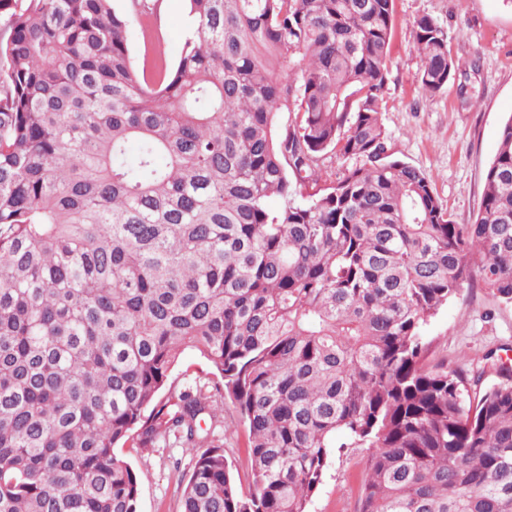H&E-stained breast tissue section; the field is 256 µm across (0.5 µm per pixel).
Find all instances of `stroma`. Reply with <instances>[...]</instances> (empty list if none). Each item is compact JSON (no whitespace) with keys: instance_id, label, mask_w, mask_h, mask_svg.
I'll use <instances>...</instances> for the list:
<instances>
[{"instance_id":"stroma-1","label":"stroma","mask_w":512,"mask_h":512,"mask_svg":"<svg viewBox=\"0 0 512 512\" xmlns=\"http://www.w3.org/2000/svg\"><path fill=\"white\" fill-rule=\"evenodd\" d=\"M393 64L387 107L381 115L394 157L424 170L435 195L456 223H472L482 206L484 175L503 124L512 118V0H394ZM186 0H162L158 33L168 64H175L187 35ZM437 21L451 39L456 74L445 90L428 96L417 81L421 60L413 45L415 19ZM430 345L425 363L480 372L475 393L499 382L489 353L512 359V304L481 287L464 290L423 328ZM226 455L248 478L246 431L233 406L224 409ZM141 474L140 512H180L178 448L119 449ZM370 451L345 448L334 455L309 512H358Z\"/></svg>"}]
</instances>
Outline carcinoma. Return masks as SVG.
I'll use <instances>...</instances> for the list:
<instances>
[{
	"label": "carcinoma",
	"instance_id": "obj_1",
	"mask_svg": "<svg viewBox=\"0 0 512 512\" xmlns=\"http://www.w3.org/2000/svg\"><path fill=\"white\" fill-rule=\"evenodd\" d=\"M187 2L139 72L147 0H0V512H139L130 440L192 456L182 512H307L339 435L358 512H512V369L471 401L422 335L477 281L512 303V118L457 224L389 152L394 0ZM413 38L434 96L451 39ZM185 0H162L161 21L158 33L167 54V63L173 66L177 61L182 43L187 35L184 20L187 18ZM130 54L133 66L141 70L142 67L150 65L152 61V43L149 34L145 37L141 34L139 25H135L130 39ZM195 376H205L207 372L211 371L205 359H203L195 351H187L180 364L176 367L172 375V381L175 382L177 387H181L187 383V378L184 374ZM224 444L226 456L232 462L233 468L238 471L243 488L248 485V461L246 453V431L235 412L234 407L228 404L224 407Z\"/></svg>",
	"mask_w": 512,
	"mask_h": 512
}]
</instances>
